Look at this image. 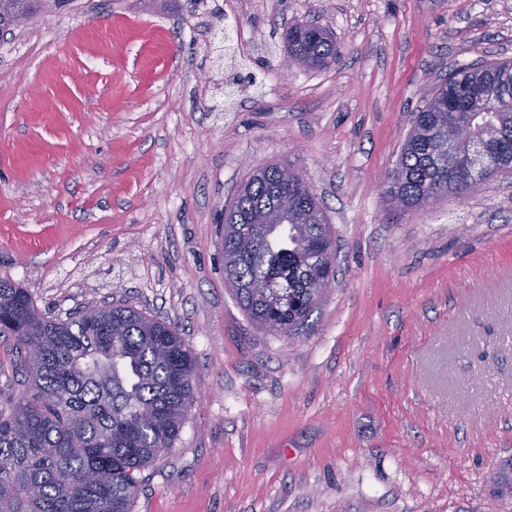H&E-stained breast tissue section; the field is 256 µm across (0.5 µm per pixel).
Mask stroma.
I'll list each match as a JSON object with an SVG mask.
<instances>
[{"mask_svg": "<svg viewBox=\"0 0 512 512\" xmlns=\"http://www.w3.org/2000/svg\"><path fill=\"white\" fill-rule=\"evenodd\" d=\"M316 15L339 58L285 67ZM506 58L512 0H71L0 33V280L53 318L128 304L195 361L132 512H512V177L405 213L381 187L448 73ZM270 163L339 246L295 338L224 280L222 212ZM31 386L0 337V404Z\"/></svg>", "mask_w": 512, "mask_h": 512, "instance_id": "1", "label": "stroma"}]
</instances>
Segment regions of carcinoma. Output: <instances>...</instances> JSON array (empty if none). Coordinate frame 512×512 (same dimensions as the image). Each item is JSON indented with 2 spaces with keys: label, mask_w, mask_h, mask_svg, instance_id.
<instances>
[{
  "label": "carcinoma",
  "mask_w": 512,
  "mask_h": 512,
  "mask_svg": "<svg viewBox=\"0 0 512 512\" xmlns=\"http://www.w3.org/2000/svg\"><path fill=\"white\" fill-rule=\"evenodd\" d=\"M42 10L40 0H0V29ZM288 60L329 65L339 51L323 27L296 23ZM415 117L384 196L421 210L462 183L477 191L501 175L465 170L469 143L512 159V61L455 70ZM224 272L261 330L295 336L334 277L318 253L336 250L332 225L307 182H282L276 165L253 173L224 208ZM28 354L30 393L0 408V512H132L141 472L173 447L193 400L194 360L178 330L131 306L88 307L49 318L27 289L0 280V337Z\"/></svg>",
  "instance_id": "1"
}]
</instances>
